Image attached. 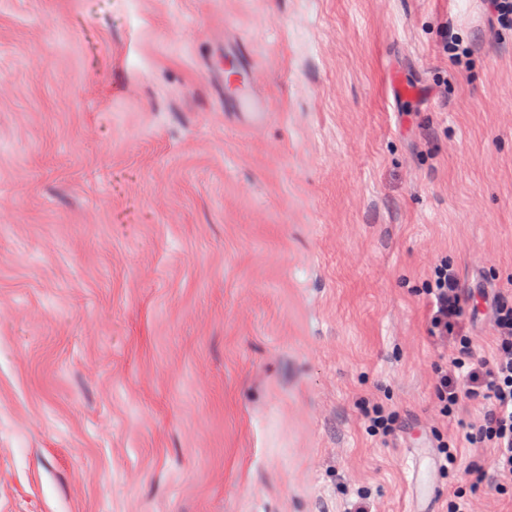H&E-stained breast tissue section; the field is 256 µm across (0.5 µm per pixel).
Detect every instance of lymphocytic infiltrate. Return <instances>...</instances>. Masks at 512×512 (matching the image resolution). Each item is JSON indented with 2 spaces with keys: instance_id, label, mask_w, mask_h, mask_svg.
<instances>
[{
  "instance_id": "obj_1",
  "label": "lymphocytic infiltrate",
  "mask_w": 512,
  "mask_h": 512,
  "mask_svg": "<svg viewBox=\"0 0 512 512\" xmlns=\"http://www.w3.org/2000/svg\"><path fill=\"white\" fill-rule=\"evenodd\" d=\"M427 295L429 332L452 345L449 365L433 370V411L452 419L463 403L483 406L482 418L468 428L465 439L489 449L490 466L473 468V482H491L497 499L512 501V292L499 294L491 306L496 347L487 359L477 357L472 337L460 327L464 298L447 261L433 264Z\"/></svg>"
}]
</instances>
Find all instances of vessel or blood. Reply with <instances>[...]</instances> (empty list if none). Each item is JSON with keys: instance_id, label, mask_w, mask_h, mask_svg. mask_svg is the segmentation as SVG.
I'll return each mask as SVG.
<instances>
[{"instance_id": "1", "label": "vessel or blood", "mask_w": 512, "mask_h": 512, "mask_svg": "<svg viewBox=\"0 0 512 512\" xmlns=\"http://www.w3.org/2000/svg\"><path fill=\"white\" fill-rule=\"evenodd\" d=\"M250 77L241 81H228L227 95L237 108L241 123L251 129L263 126L269 119L264 105L254 97L249 89ZM405 459L411 472L410 512H435L438 498L435 478L441 469L431 438L424 429H417L404 439Z\"/></svg>"}]
</instances>
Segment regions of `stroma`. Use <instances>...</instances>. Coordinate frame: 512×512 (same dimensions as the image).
I'll list each match as a JSON object with an SVG mask.
<instances>
[{"instance_id": "1", "label": "stroma", "mask_w": 512, "mask_h": 512, "mask_svg": "<svg viewBox=\"0 0 512 512\" xmlns=\"http://www.w3.org/2000/svg\"><path fill=\"white\" fill-rule=\"evenodd\" d=\"M437 257L512 290L484 0H0V512H408L376 403L488 466L431 412ZM225 60L231 63L230 66H226L225 73L227 74L228 70L233 69L242 77L241 81L236 82L235 80L228 81L225 75L227 95L230 102L236 105L238 110L236 115L244 126L258 129L269 120V113L264 112L265 106L254 97L249 89L251 80L252 85H254L257 81V76L255 74H252L251 77L242 75L238 68L236 56H228ZM365 419L367 421L366 430L371 436L379 434L389 436L396 431L398 421L396 415L392 412H386L382 406L376 405L366 411Z\"/></svg>"}]
</instances>
